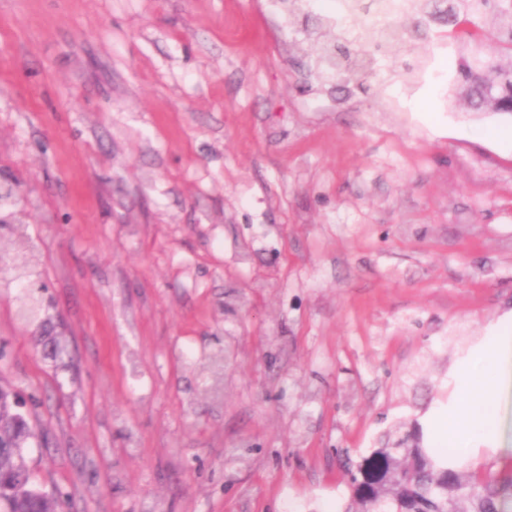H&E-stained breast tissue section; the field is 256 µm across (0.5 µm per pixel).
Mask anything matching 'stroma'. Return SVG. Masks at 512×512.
I'll list each match as a JSON object with an SVG mask.
<instances>
[{
  "label": "stroma",
  "mask_w": 512,
  "mask_h": 512,
  "mask_svg": "<svg viewBox=\"0 0 512 512\" xmlns=\"http://www.w3.org/2000/svg\"><path fill=\"white\" fill-rule=\"evenodd\" d=\"M447 31L347 94L281 0H0V385L62 512H339L447 403L512 313V114L455 107Z\"/></svg>",
  "instance_id": "stroma-1"
}]
</instances>
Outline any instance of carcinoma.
I'll list each match as a JSON object with an SVG mask.
<instances>
[{
	"mask_svg": "<svg viewBox=\"0 0 512 512\" xmlns=\"http://www.w3.org/2000/svg\"><path fill=\"white\" fill-rule=\"evenodd\" d=\"M336 17H317L304 11L301 0L291 10L305 12L315 29L335 27L345 34L342 45L359 43L358 64L345 66L325 49L319 73L329 75L341 68L364 82L377 59L370 53L379 46L391 62L392 76L412 75L426 65L420 56L414 66L402 63L408 47L403 21L422 22L438 16L460 40L458 61L460 87L468 106L478 112L512 110V68L505 70L495 59L475 64L473 52L487 40L512 51V0H401L397 14H380L375 0H343ZM9 388L0 386V512H61L55 491L44 492L34 480L24 449L37 438L30 420L18 410ZM350 495L342 512H508L512 508V467L492 476L481 469L465 471L440 467L423 445L422 433L413 429L383 438L355 466Z\"/></svg>",
	"mask_w": 512,
	"mask_h": 512,
	"instance_id": "carcinoma-1",
	"label": "carcinoma"
}]
</instances>
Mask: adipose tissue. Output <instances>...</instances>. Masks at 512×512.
Listing matches in <instances>:
<instances>
[{
	"mask_svg": "<svg viewBox=\"0 0 512 512\" xmlns=\"http://www.w3.org/2000/svg\"><path fill=\"white\" fill-rule=\"evenodd\" d=\"M446 405L424 418L427 442L464 449L467 457L491 460L508 448L502 431V401L512 392V332L493 326L459 363Z\"/></svg>",
	"mask_w": 512,
	"mask_h": 512,
	"instance_id": "adipose-tissue-1",
	"label": "adipose tissue"
}]
</instances>
